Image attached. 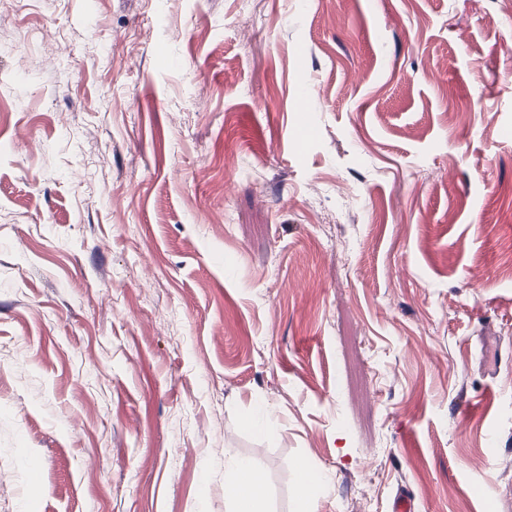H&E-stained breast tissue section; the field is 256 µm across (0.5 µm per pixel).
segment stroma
<instances>
[{
  "label": "stroma",
  "instance_id": "stroma-1",
  "mask_svg": "<svg viewBox=\"0 0 512 512\" xmlns=\"http://www.w3.org/2000/svg\"><path fill=\"white\" fill-rule=\"evenodd\" d=\"M228 457L512 512V0L0 7V512H226Z\"/></svg>",
  "mask_w": 512,
  "mask_h": 512
}]
</instances>
